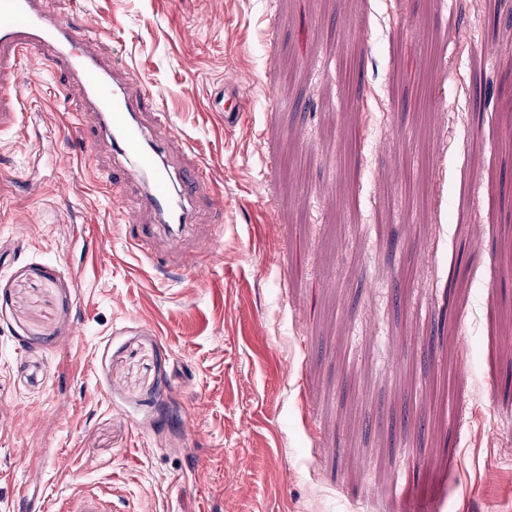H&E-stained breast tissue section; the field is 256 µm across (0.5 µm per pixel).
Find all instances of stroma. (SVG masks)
<instances>
[{
  "mask_svg": "<svg viewBox=\"0 0 512 512\" xmlns=\"http://www.w3.org/2000/svg\"><path fill=\"white\" fill-rule=\"evenodd\" d=\"M59 5L107 30L224 212L192 207L181 259L132 253L99 183L127 159L83 158L96 116L20 64L0 512L89 486L112 512H503L512 0Z\"/></svg>",
  "mask_w": 512,
  "mask_h": 512,
  "instance_id": "stroma-1",
  "label": "stroma"
}]
</instances>
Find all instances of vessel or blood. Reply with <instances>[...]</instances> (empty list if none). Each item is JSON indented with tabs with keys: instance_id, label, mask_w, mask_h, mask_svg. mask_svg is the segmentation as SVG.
Returning <instances> with one entry per match:
<instances>
[{
	"instance_id": "b4317fda",
	"label": "vessel or blood",
	"mask_w": 512,
	"mask_h": 512,
	"mask_svg": "<svg viewBox=\"0 0 512 512\" xmlns=\"http://www.w3.org/2000/svg\"><path fill=\"white\" fill-rule=\"evenodd\" d=\"M105 31L90 28L73 14L52 9L50 0H0V122L10 116L23 96L14 74L22 60L32 58L60 83H72L82 96V110L100 119L96 133L81 132L85 152L95 149L96 135H104L115 151L132 161L106 181L112 206L123 213L130 231L129 248L143 257L154 254L151 236L139 231V218L125 207L128 182L148 176L150 189L143 197L144 210L170 224H184L193 198L209 183L205 168L193 153H185L180 175H173L165 160L147 150L144 119L159 129H168L171 119L153 102L152 93L132 74L123 71L122 84L109 85V56ZM102 503L93 494L76 500L55 502L52 512H101Z\"/></svg>"
}]
</instances>
